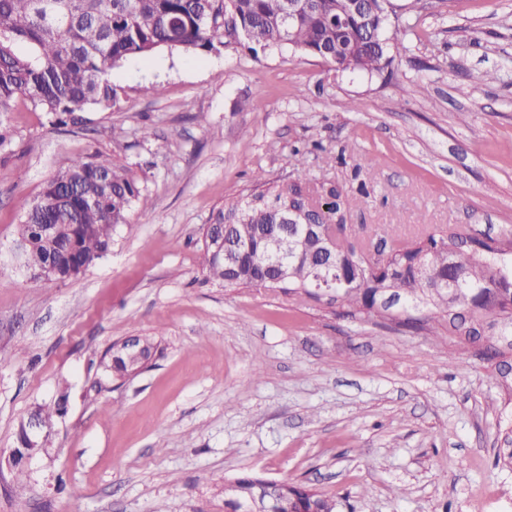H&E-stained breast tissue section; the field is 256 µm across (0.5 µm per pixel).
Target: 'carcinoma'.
Wrapping results in <instances>:
<instances>
[{"label": "carcinoma", "instance_id": "cac0c4a2", "mask_svg": "<svg viewBox=\"0 0 512 512\" xmlns=\"http://www.w3.org/2000/svg\"><path fill=\"white\" fill-rule=\"evenodd\" d=\"M353 0H314L288 19V0H0V113L10 112L18 97H27L34 110L58 125L76 124L83 114L112 106L116 91L108 72L130 57H148L159 49L211 51L242 38L266 47L290 46L306 55L324 58L341 70L381 71L392 61L384 36L388 0L375 2L376 12L360 19ZM24 44L27 50H19ZM301 179L288 185H268L263 173L255 176L263 190L249 194L248 207L232 202L219 211L215 224L226 226L237 262L227 268L224 259L205 251L206 277L226 287L255 286L297 301L317 300L310 287L313 268L334 260L327 276L336 279L337 302L367 317L381 316L375 308L379 286L392 282L406 298L401 306L403 325L418 331L420 301L442 314L445 333L458 343L478 348L495 363L496 380L512 389L505 372L512 364V303L496 301L499 285L512 279V239L507 248L486 246L474 251L455 233L430 234L403 240L398 226L382 224L376 235L386 245L384 264L363 271L362 279L348 280L354 246L336 241L335 257L323 254L320 238H310L291 256L292 284L279 289L268 239L288 235L283 209L306 211L307 219L326 224L343 205L335 187L325 190L327 210L309 211L304 183L303 153L294 150ZM148 198L138 174L129 167L98 155L77 156L44 185L20 225L24 243L23 267H54L57 281L71 280L93 266L112 246V236L123 227L135 205ZM44 224L58 225L57 234L42 235ZM458 252L460 286L440 287L448 275V253ZM140 359L130 360L116 350L103 361L115 379L131 375L154 354L150 336L135 337ZM62 392L50 404L36 408L42 423L51 427L66 410ZM496 462L512 468V429L497 448ZM266 481L256 471L235 477L236 497L224 501V512H240L257 485ZM274 512H336L334 499L297 480L275 482Z\"/></svg>", "mask_w": 512, "mask_h": 512}]
</instances>
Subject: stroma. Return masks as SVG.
I'll return each instance as SVG.
<instances>
[{"mask_svg":"<svg viewBox=\"0 0 512 512\" xmlns=\"http://www.w3.org/2000/svg\"><path fill=\"white\" fill-rule=\"evenodd\" d=\"M387 11L401 47L380 73L242 40L127 60L108 75L115 104L81 126H52L23 96L0 114L13 134L0 146V456L36 405L69 394L27 482L0 465V512H224V481L252 469L305 482L336 512L512 501V470L494 463L512 394L437 314L416 332L398 313L204 278L205 224L256 173L296 179L298 150L313 183L346 194L352 241L381 224L512 237V0ZM96 153L132 167L150 206L78 278L29 282L12 254L25 211L70 158ZM153 334L146 369L104 373L113 343Z\"/></svg>","mask_w":512,"mask_h":512,"instance_id":"1","label":"stroma"}]
</instances>
